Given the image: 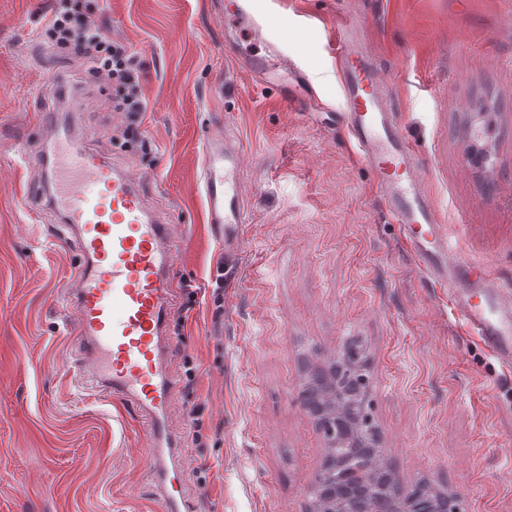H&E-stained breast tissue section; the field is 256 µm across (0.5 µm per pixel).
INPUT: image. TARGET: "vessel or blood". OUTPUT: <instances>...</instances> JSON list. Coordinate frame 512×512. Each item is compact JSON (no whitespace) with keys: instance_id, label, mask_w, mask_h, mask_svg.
Listing matches in <instances>:
<instances>
[{"instance_id":"b4317fda","label":"vessel or blood","mask_w":512,"mask_h":512,"mask_svg":"<svg viewBox=\"0 0 512 512\" xmlns=\"http://www.w3.org/2000/svg\"><path fill=\"white\" fill-rule=\"evenodd\" d=\"M337 77L346 127L358 154L375 172L393 223L423 271L448 286L471 334L512 363V302L465 263H449L451 243L418 175L419 159L382 97L372 55L346 26L336 29ZM51 153L52 200L75 238L81 263L69 302L87 371L105 399L146 412L153 439L152 480L157 512H190L178 461L184 450L169 428L172 375L165 339L173 302L170 272L176 256L170 227L153 213L138 184L102 155L86 148L67 126L45 123ZM238 148L205 136L197 182L207 223L222 228L226 252L244 234L247 189Z\"/></svg>"}]
</instances>
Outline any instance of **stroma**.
I'll return each mask as SVG.
<instances>
[{
  "label": "stroma",
  "mask_w": 512,
  "mask_h": 512,
  "mask_svg": "<svg viewBox=\"0 0 512 512\" xmlns=\"http://www.w3.org/2000/svg\"><path fill=\"white\" fill-rule=\"evenodd\" d=\"M138 54L144 147L126 148L115 84L44 33L62 2ZM232 0H0V512H152L142 412L72 369L77 249L39 168L60 74L84 145L138 179L171 222V430L194 512H311L328 440L301 402L311 370L366 355L370 414L403 490L428 480L462 512H512V367L467 335L429 282L343 127L333 30L350 24L402 116L455 259L512 297V0H253L288 21L310 85L283 102L251 63L265 43L227 21ZM239 144L242 245L205 222L202 138ZM223 278V317L214 315ZM201 430H194V419Z\"/></svg>",
  "instance_id": "obj_1"
}]
</instances>
